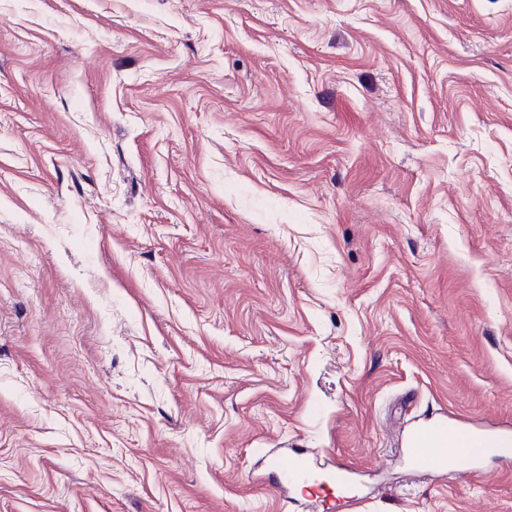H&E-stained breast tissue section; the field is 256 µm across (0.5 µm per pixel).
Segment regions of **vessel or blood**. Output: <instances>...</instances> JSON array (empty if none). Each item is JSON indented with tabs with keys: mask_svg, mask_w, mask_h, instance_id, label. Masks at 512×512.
I'll list each match as a JSON object with an SVG mask.
<instances>
[{
	"mask_svg": "<svg viewBox=\"0 0 512 512\" xmlns=\"http://www.w3.org/2000/svg\"><path fill=\"white\" fill-rule=\"evenodd\" d=\"M407 454L415 470L423 474L440 471L448 463V452L443 448H411ZM265 468L280 494H306L310 512H322L338 496L345 497L351 507L358 502L350 494L347 469L317 463L303 450H295L290 460L284 462L269 460Z\"/></svg>",
	"mask_w": 512,
	"mask_h": 512,
	"instance_id": "1",
	"label": "vessel or blood"
}]
</instances>
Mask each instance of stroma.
<instances>
[{
    "instance_id": "1",
    "label": "stroma",
    "mask_w": 512,
    "mask_h": 512,
    "mask_svg": "<svg viewBox=\"0 0 512 512\" xmlns=\"http://www.w3.org/2000/svg\"><path fill=\"white\" fill-rule=\"evenodd\" d=\"M512 0H0V512H512ZM429 439L441 448H428ZM418 439L412 448H405L413 463L414 469L422 474L442 471L448 463V454L452 456L463 455L466 448H481L482 442L476 435L453 437V443H448V436H429ZM447 447L450 450L447 452ZM264 466L284 498L294 499L288 497V494L300 492L311 511H318L320 507L323 511H328L330 501L335 500L336 494L346 499L349 508L358 503L359 498L350 495V476L347 469L335 464H318L302 449L293 451L289 461L277 462L270 459ZM309 490L312 493L307 496Z\"/></svg>"
}]
</instances>
